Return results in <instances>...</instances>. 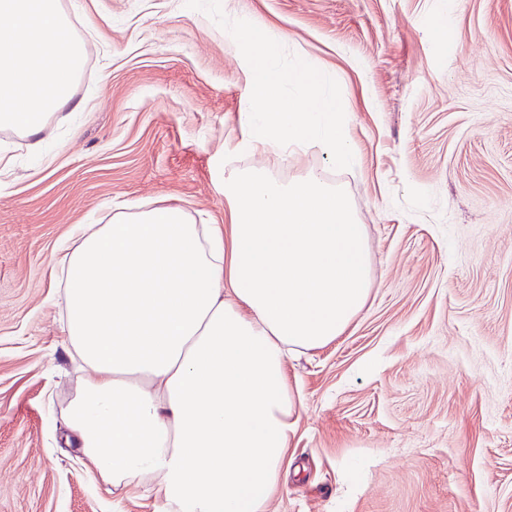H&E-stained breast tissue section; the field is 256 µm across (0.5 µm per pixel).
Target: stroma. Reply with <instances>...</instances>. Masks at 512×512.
I'll return each instance as SVG.
<instances>
[{
	"label": "stroma",
	"mask_w": 512,
	"mask_h": 512,
	"mask_svg": "<svg viewBox=\"0 0 512 512\" xmlns=\"http://www.w3.org/2000/svg\"><path fill=\"white\" fill-rule=\"evenodd\" d=\"M59 6L89 46L73 102L38 137L0 129V512H166L156 482L97 481L61 439L87 373L56 262L74 225L134 202L223 223L214 168L240 137L230 34L247 21L283 34L280 66L334 77L357 157L333 181L373 275L345 335L288 359L304 401L266 512H512V0ZM235 164L291 180L325 160Z\"/></svg>",
	"instance_id": "stroma-1"
}]
</instances>
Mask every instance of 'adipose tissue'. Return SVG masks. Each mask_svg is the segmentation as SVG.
<instances>
[{
  "label": "adipose tissue",
  "instance_id": "obj_1",
  "mask_svg": "<svg viewBox=\"0 0 512 512\" xmlns=\"http://www.w3.org/2000/svg\"><path fill=\"white\" fill-rule=\"evenodd\" d=\"M0 17V128L34 137L70 101L86 45L66 36L58 0H0ZM235 38L241 148L313 146L352 164L331 74L278 67L282 36L267 26ZM217 178L223 223L133 204L75 232L60 259L64 333L92 375L64 421L107 484L157 478L178 512H266L300 415L286 358L335 341L364 309L367 232L324 171Z\"/></svg>",
  "mask_w": 512,
  "mask_h": 512
}]
</instances>
